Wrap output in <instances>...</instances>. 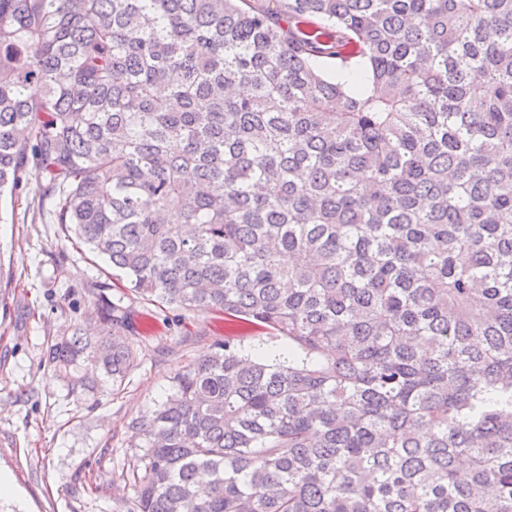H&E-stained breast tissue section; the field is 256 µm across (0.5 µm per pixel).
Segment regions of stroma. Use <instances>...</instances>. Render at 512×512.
<instances>
[{"mask_svg": "<svg viewBox=\"0 0 512 512\" xmlns=\"http://www.w3.org/2000/svg\"><path fill=\"white\" fill-rule=\"evenodd\" d=\"M106 260L68 239L34 177L0 195V474L13 486L0 512H127L136 464L132 423L171 392L174 376L225 337L274 350L281 338L222 314L159 308L128 295L146 330L119 390L83 400L44 366L47 347L96 312L91 282L112 283Z\"/></svg>", "mask_w": 512, "mask_h": 512, "instance_id": "35a3bbf8", "label": "stroma"}]
</instances>
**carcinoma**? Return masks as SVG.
Here are the masks:
<instances>
[{"instance_id":"1","label":"carcinoma","mask_w":512,"mask_h":512,"mask_svg":"<svg viewBox=\"0 0 512 512\" xmlns=\"http://www.w3.org/2000/svg\"><path fill=\"white\" fill-rule=\"evenodd\" d=\"M248 2L0 0V193L34 155L131 294L285 341L173 378L126 512H512V0ZM90 294L79 398L139 347Z\"/></svg>"}]
</instances>
